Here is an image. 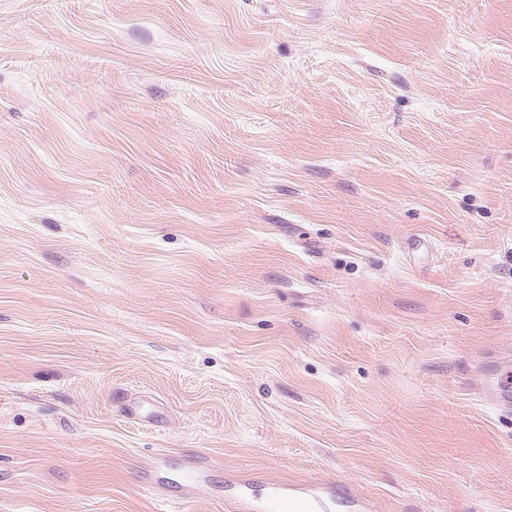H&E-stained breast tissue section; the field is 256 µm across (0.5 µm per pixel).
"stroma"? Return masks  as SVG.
Masks as SVG:
<instances>
[{
	"label": "stroma",
	"instance_id": "35a3bbf8",
	"mask_svg": "<svg viewBox=\"0 0 512 512\" xmlns=\"http://www.w3.org/2000/svg\"><path fill=\"white\" fill-rule=\"evenodd\" d=\"M510 359L512 0H0V512H512ZM507 384L496 378H489L484 373V378L480 377L475 390L485 400H491L500 405L510 408V396L507 390Z\"/></svg>",
	"mask_w": 512,
	"mask_h": 512
}]
</instances>
